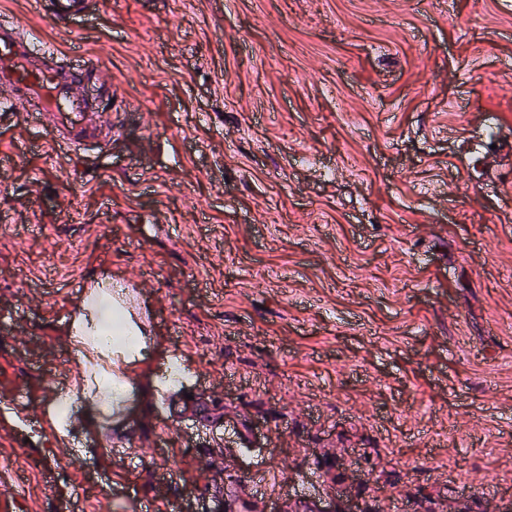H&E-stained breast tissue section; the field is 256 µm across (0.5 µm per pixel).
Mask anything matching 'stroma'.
<instances>
[{
    "label": "stroma",
    "instance_id": "stroma-1",
    "mask_svg": "<svg viewBox=\"0 0 512 512\" xmlns=\"http://www.w3.org/2000/svg\"><path fill=\"white\" fill-rule=\"evenodd\" d=\"M95 60L115 135L0 115V512L512 506V0H0ZM152 312L120 408L84 399L80 281ZM214 420L171 421L169 354ZM75 401L68 424L46 403ZM253 431L238 449L225 417ZM89 0H47L45 1L54 17L68 21L86 11ZM224 497L226 501L233 504L234 512H262L263 494L253 491L239 485H231L226 487Z\"/></svg>",
    "mask_w": 512,
    "mask_h": 512
}]
</instances>
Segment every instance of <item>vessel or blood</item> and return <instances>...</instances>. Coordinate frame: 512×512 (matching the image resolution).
Listing matches in <instances>:
<instances>
[{
    "mask_svg": "<svg viewBox=\"0 0 512 512\" xmlns=\"http://www.w3.org/2000/svg\"><path fill=\"white\" fill-rule=\"evenodd\" d=\"M54 17L68 21L86 11L89 0H46ZM99 73L80 67L58 70L36 64L20 27L0 23V83L9 86L13 95L0 101V110L12 111L17 104L35 108L37 123L54 129L60 143L110 137L112 115L105 112L99 95L88 87L100 83ZM224 497L233 512H262L263 497L251 489L231 485Z\"/></svg>",
    "mask_w": 512,
    "mask_h": 512,
    "instance_id": "vessel-or-blood-1",
    "label": "vessel or blood"
}]
</instances>
